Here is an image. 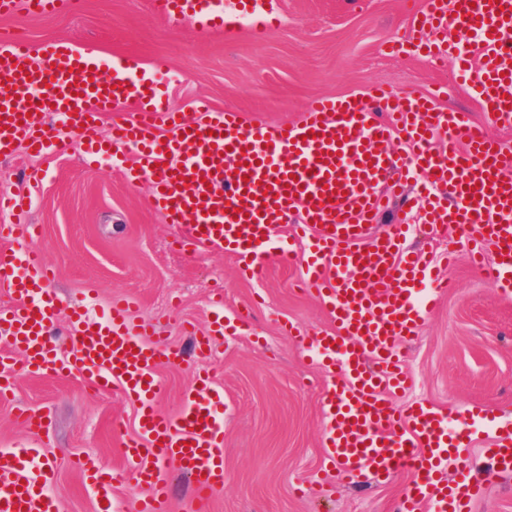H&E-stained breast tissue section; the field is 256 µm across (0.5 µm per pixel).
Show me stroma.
Masks as SVG:
<instances>
[{
  "label": "stroma",
  "instance_id": "35a3bbf8",
  "mask_svg": "<svg viewBox=\"0 0 512 512\" xmlns=\"http://www.w3.org/2000/svg\"><path fill=\"white\" fill-rule=\"evenodd\" d=\"M420 7L421 0H278L280 20L263 36H253L244 19L228 38L159 16L152 0H82L68 14L21 8L0 15V31L22 34L36 51L66 40L108 60L137 56L147 69L164 56L168 70L155 82L169 110L189 120L197 119L194 103L203 100L214 112H240L250 125H288L315 98L367 95L382 86L434 96L438 107L486 121V104L451 69L415 52V44L437 38L416 23ZM55 133L51 158L31 153L23 141L0 157V190L21 188L25 171L40 172L29 211L35 233L16 245L35 246L49 262L59 324H66L73 300H85L89 315L98 317L113 297L131 296L162 341L187 353L192 341L185 330L207 331L214 298H223L228 319L242 314L251 321V333L215 339L206 363L224 391V486L205 512H395L404 474L344 487L332 498L314 493L334 479L323 438V400L332 380L305 357L301 339L332 322L320 299L298 287V267L276 249L259 277L238 279L233 258L184 245L175 225L153 209L149 179L128 177L134 149H126L122 162L97 164L82 158L69 129ZM409 243L436 253L455 246L458 260L441 267L448 288L402 350L413 385L393 394V405L423 399L447 411L496 407L512 416V294L469 265L456 225L443 226L435 242L414 236ZM284 322L299 337L283 335ZM158 376L157 407L175 413L193 383L192 366L164 365ZM22 408L41 417V430L18 423ZM137 409L120 392L90 390L77 374L21 371L13 395L0 400V448L44 444L43 463L54 474L48 492L61 512H134L137 489L96 490L69 460L88 454L105 470L129 467L123 443L136 432Z\"/></svg>",
  "mask_w": 512,
  "mask_h": 512
}]
</instances>
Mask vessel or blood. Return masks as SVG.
<instances>
[{
  "label": "vessel or blood",
  "instance_id": "obj_1",
  "mask_svg": "<svg viewBox=\"0 0 512 512\" xmlns=\"http://www.w3.org/2000/svg\"><path fill=\"white\" fill-rule=\"evenodd\" d=\"M78 0H27L36 14L73 12ZM158 13L220 30L230 19L215 0H153ZM238 10L263 28L278 17L272 0H238ZM420 27L439 32L463 28L475 42L426 46L435 62L454 60L468 74L474 94L488 105L490 124L512 128V0H424ZM28 41L0 42V77L13 95L0 98V152L18 139L38 153L52 145L46 121L90 123L118 105H134V120L114 124L107 140H84L82 155L126 145L138 151L137 176L150 178L153 208L179 225L194 244L233 256L242 277L257 276L282 225L300 248L291 256L300 284L323 301L330 332L309 337L325 372L336 384L324 401L326 454L336 480L317 491L334 496L340 486L409 472L397 512H472L484 483L466 461L477 431L490 432L485 453L501 473H512V424L491 410L461 416L423 401L395 409L385 391L408 389L412 380L402 349L412 342L448 282L432 259L411 249V227L377 228L391 200L422 206L426 238L459 225L472 243L473 267L491 283L512 291V143L487 135L466 113L444 111L424 96L397 97L387 90L366 97L313 101L290 125L246 126L241 113L198 109L185 121L164 111L141 61L107 62L96 51L58 40L32 62ZM167 124L171 134L153 131ZM400 135L402 151L391 149ZM422 174L419 195L406 196L410 178ZM0 191V285L14 297L0 310V398L12 394L16 370L33 374L77 373L95 391L110 388L139 404L138 434L124 443L132 465L104 471L94 458L74 465L96 489L136 485L137 512H172V493L161 467L170 464L192 479V495L205 504L224 485V428L216 420L224 393L199 370L179 410L156 407L159 365L170 352L153 342L152 324L132 319L134 300L114 298L104 321L87 319L73 305L66 337L71 351L58 358L59 300L39 252L12 247L15 229H29L28 194ZM37 448L0 450V512H60L48 493L52 475L38 467ZM459 462L453 483L442 470Z\"/></svg>",
  "mask_w": 512,
  "mask_h": 512
}]
</instances>
